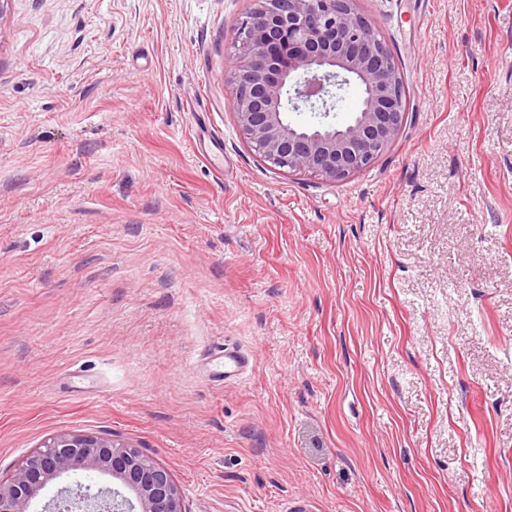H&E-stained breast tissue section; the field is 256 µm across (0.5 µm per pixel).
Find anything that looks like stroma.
<instances>
[{
  "mask_svg": "<svg viewBox=\"0 0 512 512\" xmlns=\"http://www.w3.org/2000/svg\"><path fill=\"white\" fill-rule=\"evenodd\" d=\"M250 6L0 14V477L93 433L186 512H512V0H358L409 115L339 182L240 134Z\"/></svg>",
  "mask_w": 512,
  "mask_h": 512,
  "instance_id": "1",
  "label": "stroma"
}]
</instances>
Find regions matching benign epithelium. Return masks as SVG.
I'll return each instance as SVG.
<instances>
[{
	"label": "benign epithelium",
	"mask_w": 512,
	"mask_h": 512,
	"mask_svg": "<svg viewBox=\"0 0 512 512\" xmlns=\"http://www.w3.org/2000/svg\"><path fill=\"white\" fill-rule=\"evenodd\" d=\"M231 36L226 73L239 131L271 167L343 181L373 165L401 133L408 106L401 72L357 0H252ZM362 92L353 118L329 121L341 92ZM316 112L322 121L297 126L287 112ZM98 472L118 488L77 483L58 489L43 512H185L169 470L134 446L91 433H62L0 478V512H32L47 485L65 475Z\"/></svg>",
	"instance_id": "7a95c632"
}]
</instances>
